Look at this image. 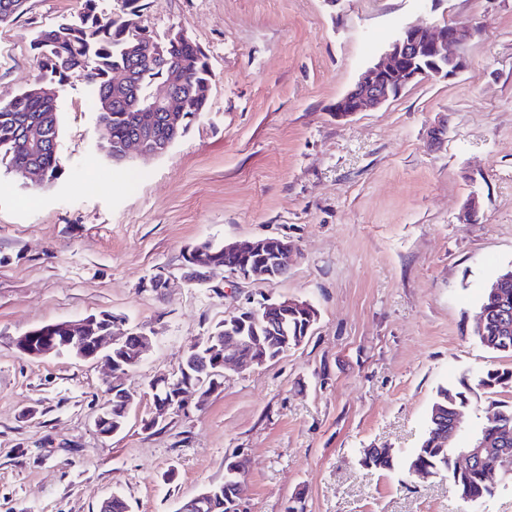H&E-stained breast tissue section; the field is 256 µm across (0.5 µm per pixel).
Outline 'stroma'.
<instances>
[{
  "mask_svg": "<svg viewBox=\"0 0 512 512\" xmlns=\"http://www.w3.org/2000/svg\"><path fill=\"white\" fill-rule=\"evenodd\" d=\"M79 7L28 0L0 27V99L38 79L35 32ZM449 18L478 30L461 72L337 118L403 27ZM141 23L204 49L205 117L162 157L112 163L75 73L58 93L61 178L0 168V512H99L115 494L130 512H177L233 455L240 512H512L510 486L474 509L405 465L438 387L512 368L473 335L485 285L512 265V0H146ZM267 237L295 247L284 277L184 280L187 246ZM265 297L315 308L302 344L156 415L150 381ZM102 312L154 334L111 436L95 427L112 400L100 361L12 344ZM365 448L391 449L395 468L361 466Z\"/></svg>",
  "mask_w": 512,
  "mask_h": 512,
  "instance_id": "1",
  "label": "stroma"
}]
</instances>
